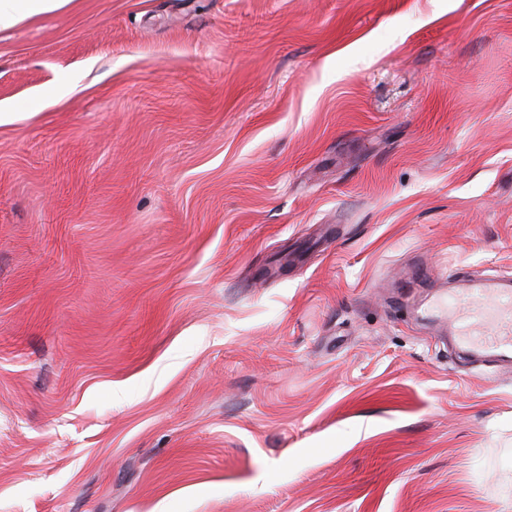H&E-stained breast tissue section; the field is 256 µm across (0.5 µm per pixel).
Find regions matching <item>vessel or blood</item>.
I'll return each mask as SVG.
<instances>
[{
  "mask_svg": "<svg viewBox=\"0 0 512 512\" xmlns=\"http://www.w3.org/2000/svg\"><path fill=\"white\" fill-rule=\"evenodd\" d=\"M426 312L448 315L457 349L512 365V274L440 289Z\"/></svg>",
  "mask_w": 512,
  "mask_h": 512,
  "instance_id": "1",
  "label": "vessel or blood"
}]
</instances>
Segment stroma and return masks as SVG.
Here are the masks:
<instances>
[{
	"label": "stroma",
	"instance_id": "obj_1",
	"mask_svg": "<svg viewBox=\"0 0 512 512\" xmlns=\"http://www.w3.org/2000/svg\"><path fill=\"white\" fill-rule=\"evenodd\" d=\"M1 112L0 512H512L411 278L512 271V0H71Z\"/></svg>",
	"mask_w": 512,
	"mask_h": 512
}]
</instances>
